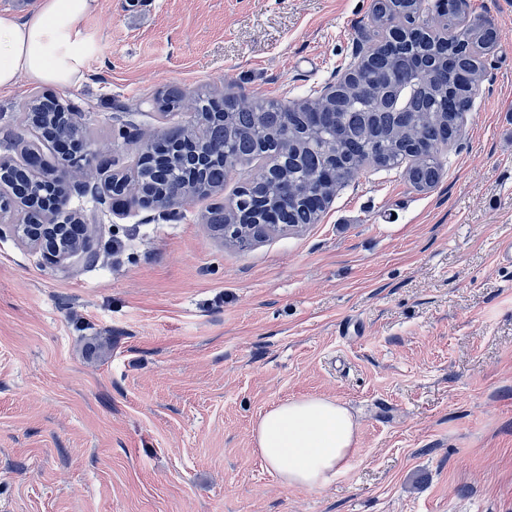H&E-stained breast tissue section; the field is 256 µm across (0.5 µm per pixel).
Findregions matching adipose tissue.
<instances>
[{
  "mask_svg": "<svg viewBox=\"0 0 512 512\" xmlns=\"http://www.w3.org/2000/svg\"><path fill=\"white\" fill-rule=\"evenodd\" d=\"M97 0H39L24 17L0 14V89L20 80L69 88L82 80L95 42L78 25ZM256 451L280 482L314 489L336 476L350 459L358 424L336 401L305 397L281 402L254 427Z\"/></svg>",
  "mask_w": 512,
  "mask_h": 512,
  "instance_id": "adipose-tissue-1",
  "label": "adipose tissue"
}]
</instances>
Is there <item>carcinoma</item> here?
Wrapping results in <instances>:
<instances>
[{"label":"carcinoma","mask_w":512,"mask_h":512,"mask_svg":"<svg viewBox=\"0 0 512 512\" xmlns=\"http://www.w3.org/2000/svg\"><path fill=\"white\" fill-rule=\"evenodd\" d=\"M423 0H374L371 21L381 33L376 50L369 55L357 76L336 86L335 102L325 105L309 101L286 104L256 95L222 103L203 94L197 97L198 113L224 112V122L207 124L203 138L174 151L162 162L147 157L137 161V176L146 193L157 196L193 176L206 191L224 188L230 171L223 155L229 152L237 162L264 160L280 166L270 178L248 182L252 212L279 213L288 224H314L317 213L295 198H283L289 182L301 187L308 178L334 163L352 176L367 163L387 169L397 168L410 158V182L419 190L439 182L442 166L438 147L461 136L459 116L471 109L474 93L453 80L446 87L429 89L427 78L398 63L401 53L416 51L454 76L482 70V56L497 41L491 28L461 27L456 15L448 13L432 27L413 34L404 29L411 15L422 10ZM162 112L183 108L181 93L165 91L156 98ZM45 133L71 141L76 127L60 119L67 111L59 101L36 97L28 104ZM307 112H327L329 120L312 127ZM299 149L284 158L278 155L275 138L284 128ZM3 178L11 187L22 186L40 197L54 193L55 174L29 183L22 170L4 164Z\"/></svg>","instance_id":"cac0c4a2"}]
</instances>
